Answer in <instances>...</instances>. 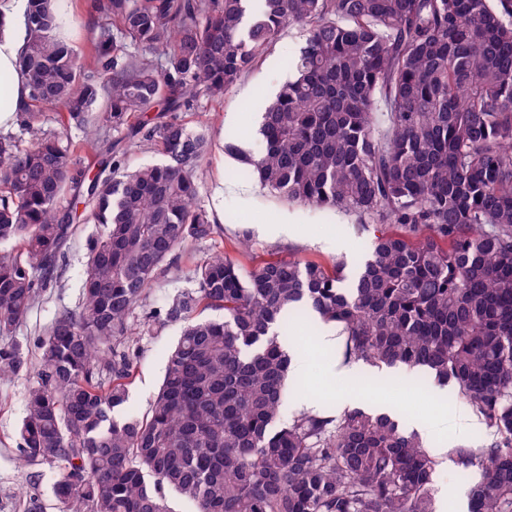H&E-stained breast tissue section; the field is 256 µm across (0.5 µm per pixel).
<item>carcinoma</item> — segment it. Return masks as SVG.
Returning <instances> with one entry per match:
<instances>
[{
	"instance_id": "cac0c4a2",
	"label": "carcinoma",
	"mask_w": 512,
	"mask_h": 512,
	"mask_svg": "<svg viewBox=\"0 0 512 512\" xmlns=\"http://www.w3.org/2000/svg\"><path fill=\"white\" fill-rule=\"evenodd\" d=\"M89 0L101 26L81 59L59 31L64 0H28L19 66L23 147L0 135V337L57 279L82 221L81 297L38 339L0 343V380L22 374L16 454L52 477L24 512H436L438 461L386 416L283 419L288 317L333 325L346 360L424 370L489 427L448 457L470 512H512V0ZM305 36L264 112L262 148L224 153L291 205L382 227L347 262L255 261L241 241L203 254L181 289L131 321L178 254L214 240L200 198L214 140L186 114L220 104L277 42ZM81 130L44 128L42 109ZM118 137L108 139L110 132ZM157 163L130 168L128 148ZM96 173L78 167V152ZM182 323L147 413L128 412L137 337Z\"/></svg>"
}]
</instances>
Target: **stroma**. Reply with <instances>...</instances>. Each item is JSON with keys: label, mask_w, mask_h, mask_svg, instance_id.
I'll use <instances>...</instances> for the list:
<instances>
[{"label": "stroma", "mask_w": 512, "mask_h": 512, "mask_svg": "<svg viewBox=\"0 0 512 512\" xmlns=\"http://www.w3.org/2000/svg\"><path fill=\"white\" fill-rule=\"evenodd\" d=\"M68 23L62 37L80 53L87 52L98 32L99 19L90 14L86 0H66ZM304 39L292 27L285 28L277 43L261 61L250 70L225 97L223 103L208 112L207 120L215 146L202 164L203 178L200 195L217 220V245L232 249L239 240L250 239L257 248L273 247L282 258H306L331 264L338 257L357 260L368 252L371 233L359 231L352 217L333 211H318L288 205L255 190L240 198L221 194L226 182H242L238 164L225 155L222 146L225 137L232 136L242 150L255 153L260 148L259 137L249 134L248 128L258 103H269L288 78V59L298 52ZM288 222L301 231L300 238L286 239L258 235L259 224ZM93 224H78L67 243L65 259L58 272L57 287L47 289L40 302L20 323L14 336L27 348H34L55 314L65 308L75 307L80 299L81 275L86 261V240L97 233ZM195 258L187 252L180 256L176 267L162 276L150 293L137 307L136 318H144L161 307L165 300L186 284V276ZM182 325L168 323L151 336L139 341V355L134 366V377L129 387L130 405L136 413H145L161 382L168 350L177 342ZM308 315H300L294 322L293 334L297 350L310 357L315 368L310 377L293 381L295 391H315L323 405L336 402L335 386L322 382L316 371L323 362L322 356L313 352L309 338ZM371 391L385 394L398 406L411 412L431 416L433 407L426 399L432 388L431 380L417 374L406 375L402 381L383 379L376 369L363 375ZM28 378L0 381V512H23L22 504L32 485L49 491L50 476H36L34 468L18 466L15 460L17 428L22 420Z\"/></svg>", "instance_id": "35a3bbf8"}]
</instances>
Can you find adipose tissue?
<instances>
[{"mask_svg":"<svg viewBox=\"0 0 512 512\" xmlns=\"http://www.w3.org/2000/svg\"><path fill=\"white\" fill-rule=\"evenodd\" d=\"M27 0H0V129L15 125L23 112L29 95L25 75L18 67L19 55L25 43L24 14ZM359 365L338 367L337 363L326 362L325 377L336 383V405L339 409L354 408L358 402H366L377 413L398 418L407 430L417 432L423 442L434 448L440 460H447V449L441 448V431L438 421L426 419L418 414L402 411L382 394L364 392L355 385Z\"/></svg>","mask_w":512,"mask_h":512,"instance_id":"1","label":"adipose tissue"}]
</instances>
